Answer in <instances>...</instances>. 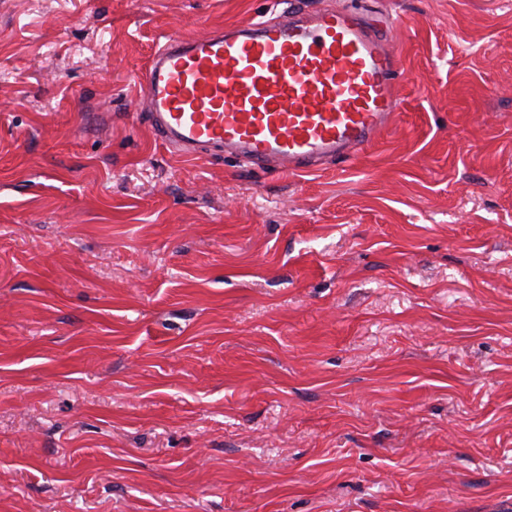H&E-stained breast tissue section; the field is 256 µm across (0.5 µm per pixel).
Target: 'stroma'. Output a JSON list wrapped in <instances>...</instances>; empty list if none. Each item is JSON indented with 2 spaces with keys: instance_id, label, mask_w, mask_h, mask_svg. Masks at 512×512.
<instances>
[{
  "instance_id": "stroma-1",
  "label": "stroma",
  "mask_w": 512,
  "mask_h": 512,
  "mask_svg": "<svg viewBox=\"0 0 512 512\" xmlns=\"http://www.w3.org/2000/svg\"><path fill=\"white\" fill-rule=\"evenodd\" d=\"M288 0H0V512H512V0L378 12L396 129L154 140L168 36Z\"/></svg>"
}]
</instances>
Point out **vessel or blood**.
<instances>
[{
  "label": "vessel or blood",
  "mask_w": 512,
  "mask_h": 512,
  "mask_svg": "<svg viewBox=\"0 0 512 512\" xmlns=\"http://www.w3.org/2000/svg\"><path fill=\"white\" fill-rule=\"evenodd\" d=\"M387 30L354 9H296L170 36L143 75L153 136L186 158L201 150L289 175L357 155L401 105Z\"/></svg>",
  "instance_id": "vessel-or-blood-1"
}]
</instances>
